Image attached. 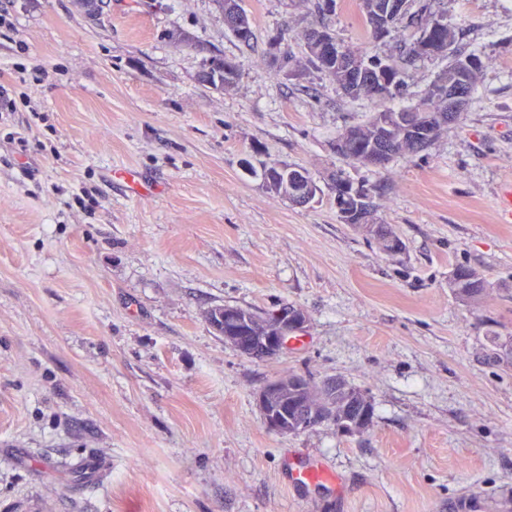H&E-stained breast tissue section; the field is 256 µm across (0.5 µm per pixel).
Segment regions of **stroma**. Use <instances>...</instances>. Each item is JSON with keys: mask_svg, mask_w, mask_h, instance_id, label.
I'll list each match as a JSON object with an SVG mask.
<instances>
[{"mask_svg": "<svg viewBox=\"0 0 512 512\" xmlns=\"http://www.w3.org/2000/svg\"><path fill=\"white\" fill-rule=\"evenodd\" d=\"M238 43L215 0H0V512H501L512 499V0H432L479 50L467 109L423 152L380 169L336 139L375 99L309 65L273 77L268 39L303 57L311 0H245ZM214 54L236 84L197 76ZM408 68L403 107L445 68ZM253 171H245L243 159ZM316 180L299 206L261 166ZM378 186L376 221L406 249L341 223L336 175ZM488 290L464 305L456 267ZM303 311L275 359L242 355L208 310ZM341 380L374 407L270 433L274 376ZM323 480L299 484L310 463ZM282 170L277 171L273 166L264 167L262 170V178L264 182L265 188L278 196H282L283 194L290 193V189L295 184V180L299 175V170L302 171L310 178L312 181L313 178L308 171L302 168H298L292 165H281ZM301 172V173H302ZM302 173V174H303ZM304 175V174H303ZM315 182V181H314ZM288 183V186H287ZM316 183V182H315Z\"/></svg>", "mask_w": 512, "mask_h": 512, "instance_id": "1", "label": "stroma"}]
</instances>
